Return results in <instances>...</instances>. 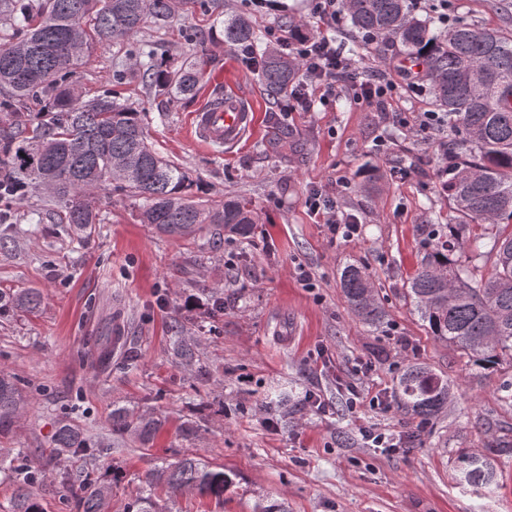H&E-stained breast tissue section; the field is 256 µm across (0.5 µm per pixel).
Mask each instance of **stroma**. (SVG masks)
<instances>
[{"mask_svg":"<svg viewBox=\"0 0 512 512\" xmlns=\"http://www.w3.org/2000/svg\"><path fill=\"white\" fill-rule=\"evenodd\" d=\"M434 8L452 23L512 31V0H430L412 14L423 19ZM243 12L241 0H176L173 20H149L139 33L155 62L201 64L194 94L175 98L146 83L122 42L97 45L77 78L89 94L108 88L142 110L156 149L197 179L202 200H252L253 237L224 235L217 250L195 237L170 238L141 223L135 199L119 192L96 193L102 222L81 241L41 197L14 210L0 247V289L37 288L43 302L34 314L0 315V371L15 377L25 399L0 451L24 450L46 473L33 490L43 512H76L61 474L77 485L110 470L118 478L108 510L126 512L154 466L188 456L224 468L234 485L220 504L187 489L162 494L168 512H254L260 502L288 512H512V456L498 458L486 490L460 484L453 469L461 451L480 453L494 437L512 436V363L472 366L431 336L406 294L429 251L426 225L452 217L439 193L435 141L397 120L433 108L432 96L400 93L367 108L340 85L329 107L284 111L239 46L224 40V22ZM228 87L252 105L255 127L235 148L215 151L190 136L189 119ZM313 187L357 217L352 240L332 239L307 211ZM350 264L369 277L383 307L377 325L348 306L340 274ZM302 265L315 287L300 282ZM178 334L209 367L208 381L175 358ZM103 336L126 340L107 368L98 362ZM130 352L139 357L133 368L123 364ZM415 364L453 385L427 420L399 402V378ZM350 382L364 405L350 407ZM277 387L290 400L272 412L266 402ZM309 391L323 411L310 407ZM378 394L387 408L369 405ZM117 407L162 420L149 447L128 438L95 459L52 448L63 420L110 437ZM269 416L276 430L265 427ZM369 424L402 440L403 450L364 444L360 430Z\"/></svg>","mask_w":512,"mask_h":512,"instance_id":"35a3bbf8","label":"stroma"}]
</instances>
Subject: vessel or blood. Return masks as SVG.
Segmentation results:
<instances>
[{"instance_id": "b4317fda", "label": "vessel or blood", "mask_w": 512, "mask_h": 512, "mask_svg": "<svg viewBox=\"0 0 512 512\" xmlns=\"http://www.w3.org/2000/svg\"><path fill=\"white\" fill-rule=\"evenodd\" d=\"M253 124L252 112L235 91L215 94L191 116L193 134L210 147H236L252 131Z\"/></svg>"}]
</instances>
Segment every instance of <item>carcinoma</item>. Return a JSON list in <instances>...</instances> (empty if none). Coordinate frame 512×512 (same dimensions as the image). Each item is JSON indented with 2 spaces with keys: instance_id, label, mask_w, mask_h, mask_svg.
Listing matches in <instances>:
<instances>
[{
  "instance_id": "cac0c4a2",
  "label": "carcinoma",
  "mask_w": 512,
  "mask_h": 512,
  "mask_svg": "<svg viewBox=\"0 0 512 512\" xmlns=\"http://www.w3.org/2000/svg\"><path fill=\"white\" fill-rule=\"evenodd\" d=\"M346 18L361 35L400 42L404 54L422 66L431 94L448 113V128L469 148L452 152L448 162V198L456 223L448 234L429 243L427 261L406 288L436 340L461 351L482 369L512 360V232L500 227L512 220V32L452 24L436 30L433 17L410 15L407 0H346ZM16 27L0 38V201L24 204L31 195L48 194L49 205L62 213L79 238H88L101 223L91 195L98 191L128 194L140 201L142 223L173 237L194 236L209 224L248 241L257 214L250 201L230 198L212 207L196 200L197 180L159 155L150 142L144 114L117 100L112 91L89 98L75 79L78 69L100 42L135 37L150 18L174 16L170 0H0ZM224 41L256 49L262 40L245 18L224 27ZM299 64L281 52H265L260 77L273 97L288 88ZM155 86L189 94L201 78L194 66L146 69ZM471 224L494 230L468 239ZM470 247L473 260L494 258L492 272L478 278L460 264L456 253ZM341 287L350 309L364 322L382 319L369 279L346 266ZM42 303L37 289L0 290V314L33 313ZM174 354L188 365L196 353L176 337ZM450 385L423 365H413L399 381L401 406L422 417L436 415L447 403ZM20 402L14 377L0 371V433L8 432ZM112 435L130 436L145 445L161 426L133 409L112 410ZM53 447L62 452L109 450L88 431L70 423L57 428ZM9 469L20 482L10 512H42L27 487L44 475L16 454L0 456V471ZM460 481L475 488L495 482L491 459L470 453L456 457ZM171 492L192 489L224 501L233 479L222 467L196 457L164 463L147 477L146 489L127 512H161L152 487ZM77 512H106L112 496L108 482L82 484L73 491Z\"/></svg>"
}]
</instances>
